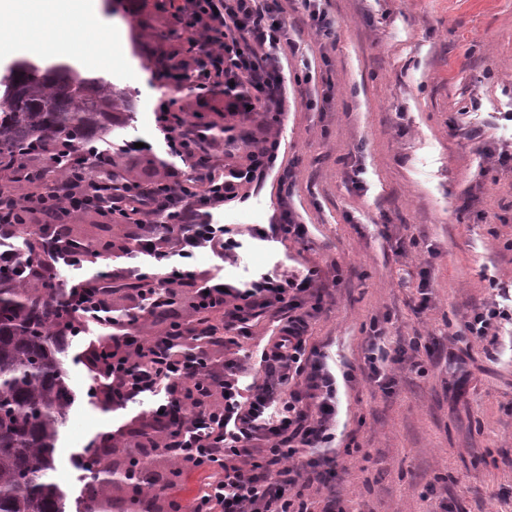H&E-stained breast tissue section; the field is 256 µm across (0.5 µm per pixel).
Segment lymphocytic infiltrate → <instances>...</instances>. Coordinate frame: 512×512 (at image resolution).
<instances>
[{
  "instance_id": "f902f5d3",
  "label": "lymphocytic infiltrate",
  "mask_w": 512,
  "mask_h": 512,
  "mask_svg": "<svg viewBox=\"0 0 512 512\" xmlns=\"http://www.w3.org/2000/svg\"><path fill=\"white\" fill-rule=\"evenodd\" d=\"M178 4V13H156L162 26L183 35L182 44L161 52L156 71L175 88L190 84L200 98L219 88L231 95L224 127L235 141L218 139L210 124L189 120L166 100L156 123L181 168L136 182L120 170L111 149L95 147L79 149L80 162L66 176L40 177L21 195L15 176L2 175L0 241L11 239L17 225H37L50 254L38 274L52 276L58 265L80 270L101 256L92 242L73 246L62 230L72 218L93 212L132 224V232L113 239V249L154 258L160 269H138L118 280L106 272L67 287L63 323L73 336L93 323L111 325L114 286L151 308L171 305L179 289L192 290L191 319L146 338L139 314H129L120 336L91 356L114 406L157 396L139 426L175 431V438L157 443L160 457L208 472L190 512H344L336 500L307 494L313 484L327 483L337 466L328 454L336 380L320 359L305 358L310 321L323 306L317 270L264 273L236 284L179 265L203 249L230 257L231 229L214 223L213 214L274 166L280 142L272 128L285 102L282 59L300 46L288 33L284 0ZM267 312L278 317L275 341L262 356V383L245 397L241 362L228 357L212 368L197 342L231 347Z\"/></svg>"
}]
</instances>
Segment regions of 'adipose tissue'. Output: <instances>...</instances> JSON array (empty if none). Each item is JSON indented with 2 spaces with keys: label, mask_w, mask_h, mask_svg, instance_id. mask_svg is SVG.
<instances>
[{
  "label": "adipose tissue",
  "mask_w": 512,
  "mask_h": 512,
  "mask_svg": "<svg viewBox=\"0 0 512 512\" xmlns=\"http://www.w3.org/2000/svg\"><path fill=\"white\" fill-rule=\"evenodd\" d=\"M95 8V0H0V47L21 45L29 52H41V37L32 36L27 29L15 28L14 23L19 17L39 18L44 35H49L61 15H77Z\"/></svg>",
  "instance_id": "obj_1"
}]
</instances>
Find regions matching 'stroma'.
<instances>
[{
    "label": "stroma",
    "mask_w": 512,
    "mask_h": 512,
    "mask_svg": "<svg viewBox=\"0 0 512 512\" xmlns=\"http://www.w3.org/2000/svg\"><path fill=\"white\" fill-rule=\"evenodd\" d=\"M331 37L319 35L301 10L287 14L300 43L282 64L285 111L275 129L276 165L245 199L225 204L214 221L236 228L234 259L208 251L189 270L228 281L314 268L325 290L311 321L336 379L339 413L330 450L340 466L316 499H342L347 512H512V325L496 343L459 330L475 306L512 289V167L489 159L512 146V0H325ZM72 60L80 71L113 66L114 83L137 93L134 120L112 135L113 148L149 146L167 154L155 112L178 97L187 112L223 128V91L197 102L174 92L134 56L128 19L97 6L80 26L60 21L48 62ZM459 133H452L451 124ZM484 128L482 142L464 127ZM289 195L280 192L284 169ZM287 200L308 227L305 239L264 240ZM430 270V301L419 309L420 268ZM264 314L242 339L240 386L261 377L272 345ZM405 346L388 363L394 384L383 390L367 361L374 327ZM107 331L91 326L71 337L63 358L75 401L55 450V478L75 512L84 473L80 454L118 428L133 425L153 396L105 409L102 379L90 351Z\"/></svg>",
    "instance_id": "1"
}]
</instances>
